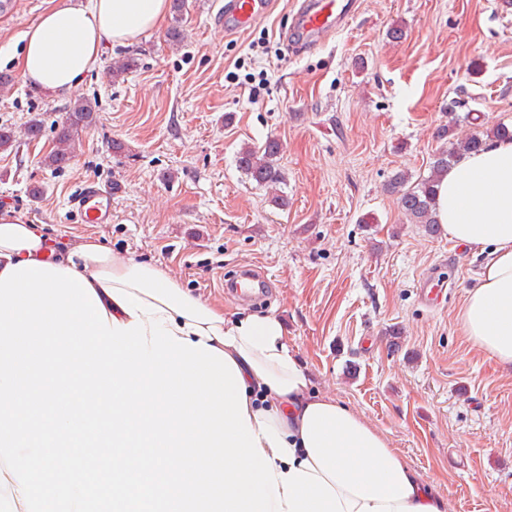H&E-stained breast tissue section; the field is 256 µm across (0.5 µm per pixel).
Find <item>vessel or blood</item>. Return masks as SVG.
Listing matches in <instances>:
<instances>
[{
  "label": "vessel or blood",
  "instance_id": "vessel-or-blood-1",
  "mask_svg": "<svg viewBox=\"0 0 512 512\" xmlns=\"http://www.w3.org/2000/svg\"><path fill=\"white\" fill-rule=\"evenodd\" d=\"M272 0H224V12L218 17L225 33L245 30L262 19L270 10ZM360 0H297L289 38L300 48L322 45L329 37L345 27L357 13ZM71 205L82 220L89 224H108L112 221V191L101 187L96 180L83 183ZM233 283L240 295L255 298L268 284L260 271L237 275Z\"/></svg>",
  "mask_w": 512,
  "mask_h": 512
}]
</instances>
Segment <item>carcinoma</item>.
I'll use <instances>...</instances> for the list:
<instances>
[{
	"label": "carcinoma",
	"instance_id": "cac0c4a2",
	"mask_svg": "<svg viewBox=\"0 0 512 512\" xmlns=\"http://www.w3.org/2000/svg\"><path fill=\"white\" fill-rule=\"evenodd\" d=\"M97 111L96 100L84 96L74 99L65 119L58 124L56 148L45 157L48 166L63 170L70 165L73 160L75 133L93 126ZM500 138H512V128L498 125L481 134H473L451 143L450 148L435 152L430 161L429 175L415 182L411 181V175L405 171L395 173L387 185V191L396 196L406 221L422 225L430 234L436 233L439 229L436 217V186L447 174L451 162L465 153L478 152L489 141ZM278 155L280 143L270 138L258 147L249 144L242 146L237 152L236 164L248 179L271 190L270 202L284 206L286 198L276 189L284 181L283 171L277 164Z\"/></svg>",
	"mask_w": 512,
	"mask_h": 512
}]
</instances>
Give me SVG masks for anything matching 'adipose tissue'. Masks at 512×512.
<instances>
[{
    "label": "adipose tissue",
    "mask_w": 512,
    "mask_h": 512,
    "mask_svg": "<svg viewBox=\"0 0 512 512\" xmlns=\"http://www.w3.org/2000/svg\"><path fill=\"white\" fill-rule=\"evenodd\" d=\"M167 13L168 0H54L23 35L19 76L70 96L98 64L104 44H131L159 28ZM437 216L450 240L486 255L458 326L512 371V139L493 140L449 167L437 190ZM25 260L81 274L120 324L132 318L109 296L112 287L162 307L164 327L177 337L228 354L244 379L254 434L273 462L283 512H445L379 432L337 400L312 394L280 318L224 314L160 267L120 257L91 238L55 253L41 225L0 213V272Z\"/></svg>",
    "instance_id": "ef3b65f1"
}]
</instances>
